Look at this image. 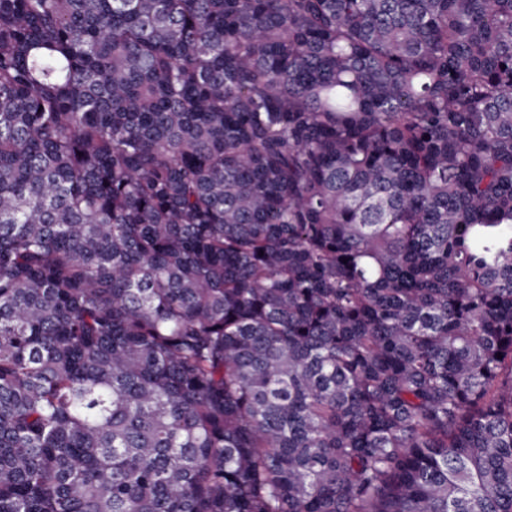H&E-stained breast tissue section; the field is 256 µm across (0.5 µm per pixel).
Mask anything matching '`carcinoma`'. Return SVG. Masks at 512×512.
Wrapping results in <instances>:
<instances>
[{
  "label": "carcinoma",
  "instance_id": "1",
  "mask_svg": "<svg viewBox=\"0 0 512 512\" xmlns=\"http://www.w3.org/2000/svg\"><path fill=\"white\" fill-rule=\"evenodd\" d=\"M0 512H512V0H0Z\"/></svg>",
  "mask_w": 512,
  "mask_h": 512
}]
</instances>
